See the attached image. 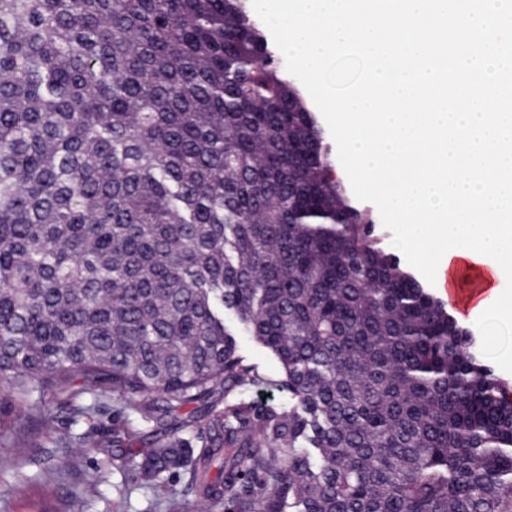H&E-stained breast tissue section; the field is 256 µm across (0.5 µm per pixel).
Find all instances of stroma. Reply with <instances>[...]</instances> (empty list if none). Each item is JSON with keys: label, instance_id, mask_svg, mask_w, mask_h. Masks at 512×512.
<instances>
[{"label": "stroma", "instance_id": "obj_1", "mask_svg": "<svg viewBox=\"0 0 512 512\" xmlns=\"http://www.w3.org/2000/svg\"><path fill=\"white\" fill-rule=\"evenodd\" d=\"M452 313L462 325L472 329L478 343L488 349L489 363L495 372L512 381V334H493L483 318L468 316L464 308L453 307ZM238 353L263 379L260 386L249 391V398L288 406V393L281 386L283 370L271 352L242 333L238 336ZM115 417V408L108 397L99 399L95 413L89 419L74 418L64 400L48 398L47 429L37 434L36 447L29 449L22 468L8 480L10 512H41V502L32 483L36 477L63 462L67 463L68 469L55 485L60 496L73 497L77 487L84 482L95 480L99 483V498L88 506L75 504L74 512H151L154 490L137 470L113 466L112 455L118 451L129 458L138 456L155 447V439L146 432L133 443L114 448L112 422ZM53 429H68L77 434L90 430L94 433V442L87 448H59L49 436Z\"/></svg>", "mask_w": 512, "mask_h": 512}]
</instances>
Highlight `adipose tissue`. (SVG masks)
I'll use <instances>...</instances> for the list:
<instances>
[{"instance_id":"ef3b65f1","label":"adipose tissue","mask_w":512,"mask_h":512,"mask_svg":"<svg viewBox=\"0 0 512 512\" xmlns=\"http://www.w3.org/2000/svg\"><path fill=\"white\" fill-rule=\"evenodd\" d=\"M499 280L493 266L464 255L452 256L444 271L445 288L467 289L469 315H480L494 308L512 318V296L501 292Z\"/></svg>"}]
</instances>
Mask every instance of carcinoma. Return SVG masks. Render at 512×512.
<instances>
[{"label":"carcinoma","instance_id":"obj_1","mask_svg":"<svg viewBox=\"0 0 512 512\" xmlns=\"http://www.w3.org/2000/svg\"><path fill=\"white\" fill-rule=\"evenodd\" d=\"M373 231L252 0H0V475L110 394L170 512H512V387ZM237 339L238 354L244 363L253 366L263 379V384L252 388L246 393V397L260 403L276 404L288 408L290 400L288 392L280 385L283 379V370L278 360L245 332L239 331ZM262 397H265V400H262Z\"/></svg>","mask_w":512,"mask_h":512}]
</instances>
